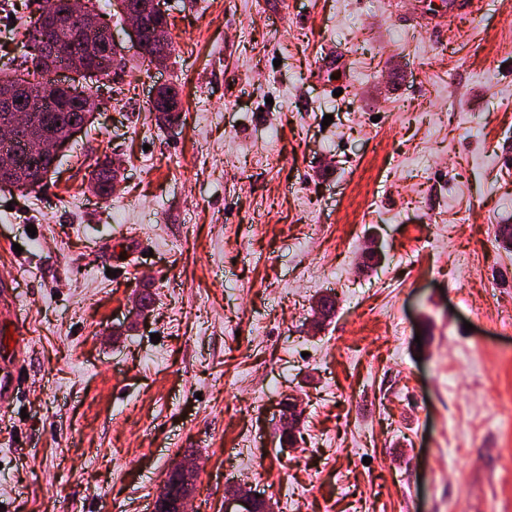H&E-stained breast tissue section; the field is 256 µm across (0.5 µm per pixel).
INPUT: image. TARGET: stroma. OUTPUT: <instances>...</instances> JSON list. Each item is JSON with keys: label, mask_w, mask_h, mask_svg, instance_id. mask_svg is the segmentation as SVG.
<instances>
[{"label": "stroma", "mask_w": 512, "mask_h": 512, "mask_svg": "<svg viewBox=\"0 0 512 512\" xmlns=\"http://www.w3.org/2000/svg\"><path fill=\"white\" fill-rule=\"evenodd\" d=\"M468 2L450 39L442 0H166L167 66L130 49L45 181L0 189V374L25 376L0 512H149L184 452L192 512L232 483L276 512H512V13ZM27 4L0 0V65ZM168 90H172V93H168ZM178 95V91L172 86H162L157 90V97L154 102L150 100L149 110L150 112H158L162 118L169 123L179 118V110L181 103L179 99L171 101L168 104L169 112L166 110V103L173 97ZM170 112H177L176 115H172ZM109 159L105 156L104 159H96L94 165H90L92 170L90 171V180L91 184H89L90 189L93 193L98 194V188L100 191V197L109 198L112 195V187L113 191H116L119 187L120 183V175L121 171L119 166L113 161L110 166V175L113 176L112 183L110 182V178L107 175V166L109 164ZM95 181V182H92ZM277 411L281 434L288 433L295 437V431L301 412L299 400L292 394H288L278 402Z\"/></svg>", "instance_id": "stroma-1"}]
</instances>
